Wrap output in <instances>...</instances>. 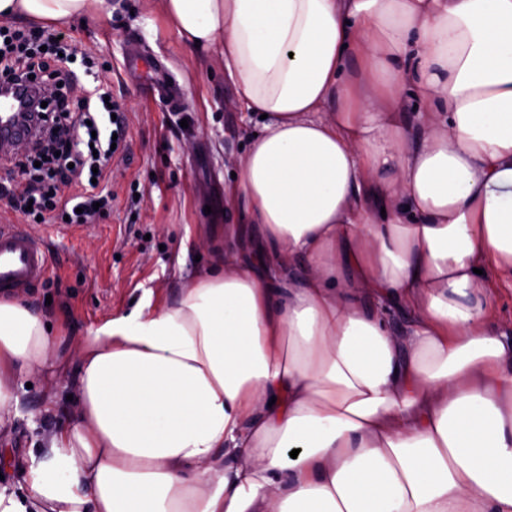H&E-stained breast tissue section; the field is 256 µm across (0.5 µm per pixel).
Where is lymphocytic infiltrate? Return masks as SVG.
I'll list each match as a JSON object with an SVG mask.
<instances>
[{"mask_svg":"<svg viewBox=\"0 0 512 512\" xmlns=\"http://www.w3.org/2000/svg\"><path fill=\"white\" fill-rule=\"evenodd\" d=\"M79 59L83 75L70 69ZM52 86L40 111L34 149L0 165V195L28 218L96 223L113 200L112 162L128 148L127 119L108 70L85 56L71 33L48 27L0 26V81Z\"/></svg>","mask_w":512,"mask_h":512,"instance_id":"1","label":"lymphocytic infiltrate"}]
</instances>
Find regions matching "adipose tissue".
<instances>
[{
    "mask_svg": "<svg viewBox=\"0 0 512 512\" xmlns=\"http://www.w3.org/2000/svg\"><path fill=\"white\" fill-rule=\"evenodd\" d=\"M161 9L262 117L228 200L275 263L225 247L75 337L72 410L0 512H512V0ZM31 374L63 377L54 340L0 298V422Z\"/></svg>",
    "mask_w": 512,
    "mask_h": 512,
    "instance_id": "adipose-tissue-1",
    "label": "adipose tissue"
}]
</instances>
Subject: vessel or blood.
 <instances>
[{
	"instance_id": "1",
	"label": "vessel or blood",
	"mask_w": 512,
	"mask_h": 512,
	"mask_svg": "<svg viewBox=\"0 0 512 512\" xmlns=\"http://www.w3.org/2000/svg\"><path fill=\"white\" fill-rule=\"evenodd\" d=\"M125 67L130 78L160 87V70L145 64L138 48H130ZM16 109L14 98L0 97V134L18 139L23 137L24 131L13 121ZM49 272V258L39 238L21 225L0 224V294L23 295L42 282Z\"/></svg>"
}]
</instances>
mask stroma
I'll use <instances>...</instances> for the list:
<instances>
[{"instance_id": "stroma-1", "label": "stroma", "mask_w": 512, "mask_h": 512, "mask_svg": "<svg viewBox=\"0 0 512 512\" xmlns=\"http://www.w3.org/2000/svg\"><path fill=\"white\" fill-rule=\"evenodd\" d=\"M94 62L109 67L112 96L129 118L128 153L113 165L118 198L109 216L91 228L34 225L49 252V279L31 289L27 300L58 330V351L70 337L84 335L111 315L142 300H172L177 288L203 273L224 251V227H239L238 249L251 259L255 225L241 223L229 208L227 189L235 161L244 153L256 117L231 107L233 88L219 58L200 59L186 48L165 19L159 0H123L111 17L93 16L74 24ZM146 61H161L183 88L189 113L164 105L125 74L130 45ZM55 384L35 377L19 389L14 418L0 428V477L20 485L42 432L65 421L77 367ZM57 410L46 412L47 397Z\"/></svg>"}]
</instances>
